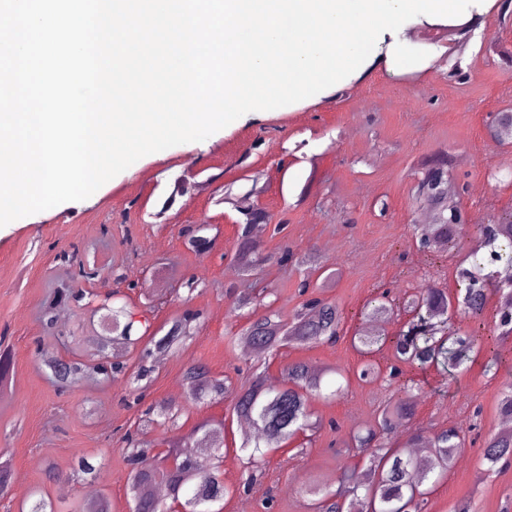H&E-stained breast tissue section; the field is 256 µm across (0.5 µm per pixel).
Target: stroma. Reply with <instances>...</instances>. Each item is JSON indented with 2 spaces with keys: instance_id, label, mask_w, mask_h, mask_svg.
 I'll list each match as a JSON object with an SVG mask.
<instances>
[{
  "instance_id": "35a3bbf8",
  "label": "stroma",
  "mask_w": 512,
  "mask_h": 512,
  "mask_svg": "<svg viewBox=\"0 0 512 512\" xmlns=\"http://www.w3.org/2000/svg\"><path fill=\"white\" fill-rule=\"evenodd\" d=\"M511 50L512 23H501L498 7L486 0L458 17L412 18L381 34L365 62L339 83L276 112L247 113L203 141L146 155L86 200L0 227V345L12 357L9 379L0 384V462L9 464L0 512H19L36 489L59 512L85 507L93 490L104 494L109 512H129L126 431L143 427L159 450L180 449L210 418L224 419L229 447L224 483L232 493L224 512H264L270 498L274 512H308L303 490L310 482L332 485L343 471L364 467L361 454L336 452L332 441L375 427L380 408L407 391L415 414L393 440L451 425L465 438L427 512H454L463 501L473 512H512V464L488 474L482 459L484 437L499 429L501 387L512 382V336L494 332V307L479 321L458 314L457 323L483 336L484 351L452 377L406 365L399 381L362 384L352 377L361 357L350 343L379 292L403 300L424 288H453L455 267L472 246L468 233L449 250L420 248L414 227L423 162L447 159L455 198L473 220L491 224L512 215V146L487 133L490 114L512 110V62L505 57ZM186 171L194 172L197 189L164 209L175 178ZM245 203L274 218L256 250L266 262L254 279L266 296L254 313L270 305L287 318L300 304L301 273L277 260L289 246L324 260L310 276L311 290L343 316L338 341L266 355L269 374L303 360L324 370L325 392L339 386L343 394L312 398L321 427L269 455L243 493L240 422L228 402H188L183 372L199 363L213 376H230L246 360L239 336L247 320L232 309L243 277L231 260ZM279 220L286 225L280 234L273 227ZM199 224L213 241L204 253L180 234ZM80 259L88 271L81 279ZM193 276L204 285L192 291ZM73 285L114 293L116 305L157 329L169 328L185 309L200 310L199 334L157 363L140 405L125 401L129 377L109 384L89 377L61 391L41 367V353L70 356L56 332L88 326L93 315L87 306L67 307L55 326L45 324L43 306L53 290ZM160 402L179 407L180 417L144 426V406ZM332 421L338 432L330 431ZM78 454L98 465L95 486L70 479Z\"/></svg>"
}]
</instances>
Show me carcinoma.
Wrapping results in <instances>:
<instances>
[{"mask_svg":"<svg viewBox=\"0 0 512 512\" xmlns=\"http://www.w3.org/2000/svg\"><path fill=\"white\" fill-rule=\"evenodd\" d=\"M426 197L428 209L441 208L443 203L435 200L437 190L448 180L445 164L437 162L426 169ZM271 221V216L263 211L245 214L240 224L234 261L244 275L248 276L263 262L250 247V238L255 225ZM474 229L481 235L485 253L472 252L468 256L470 267L462 268L457 275V289L450 294L441 288H427L406 301L405 309L416 318L426 319L437 324L429 329L422 326L415 336H368L360 334L351 337L354 348L364 357L370 358L380 350L390 351V365L387 377L401 373L404 365H417L422 368L435 367L448 375H453L462 367L473 364L482 350V337L473 331L461 328L448 320V314L459 307L472 318L480 317L489 299L486 285L493 281L487 269L505 262L512 264V216L497 224H476ZM465 225L449 217L445 221L425 224L421 235L435 244L454 247L458 244ZM278 262L284 266L300 267L315 262L309 254L300 255L293 249H282ZM256 289L248 286L235 293L234 306L238 310L250 308L257 302ZM99 301L108 305L110 296L96 299V295L82 289L69 288L57 292L58 305H89ZM393 312L392 305L379 297L371 300L364 309L370 319H386ZM107 317L112 319V327L120 331L110 337L105 344L95 347L85 360H71L68 375L56 377L54 381L62 389H67L81 379L97 376L104 382L112 381L120 373L129 374L135 382L147 380L155 372L151 359L167 355L180 341L193 338L192 324L199 321L197 311L186 310L172 321L171 327L160 338L150 331L149 322H144L141 338L146 340L139 363L123 361L111 364L107 354L113 345L131 343L130 332L135 323L134 314L123 308H111ZM341 314L335 304L321 298L306 300L288 320L272 307L250 320L243 330L242 338L257 346L265 353H273L284 347H303L321 342H334L340 336ZM245 381L238 387L229 378H216L203 365H191L185 373L187 394L190 401H230V410L238 418L252 422L256 435L242 441L239 450L250 452L246 462L248 478L242 487H247L253 473L262 469L268 452L276 450L281 443L298 433L315 431L320 421L313 419L310 400L322 395V376L314 374L303 361L288 363L280 376L271 377L259 366L248 368L243 373ZM414 414L410 397H401L388 403L380 412L378 429L356 431L341 441L342 447L355 449L364 455L367 480L357 481L345 472L338 477V487H330L311 482L305 489L311 497V512H425L428 497L435 485L455 465L462 448L463 440L453 427L442 429L425 438L427 459L416 464L412 454V443L394 446L388 434L398 428ZM197 430L209 439L211 447L206 458L175 454L173 450L152 453V443L142 438V433L129 431L123 441L127 445L126 461L131 466L127 497L130 512H169L166 502L151 494L152 486L161 481L168 486L173 502L180 512H224V498L230 490L224 486L223 454L224 419H210L200 423ZM483 459L488 470H493L501 461H512V433H493L483 446ZM98 467L92 458L79 454L75 456L71 476L92 486L95 484ZM22 512H55L52 500L36 491L32 494L28 508Z\"/></svg>","mask_w":512,"mask_h":512,"instance_id":"1","label":"carcinoma"}]
</instances>
